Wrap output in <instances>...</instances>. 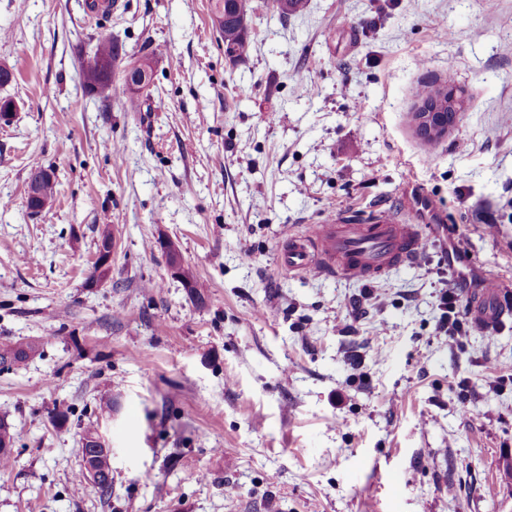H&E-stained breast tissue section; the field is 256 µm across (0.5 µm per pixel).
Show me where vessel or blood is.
Listing matches in <instances>:
<instances>
[{"label": "vessel or blood", "mask_w": 512, "mask_h": 512, "mask_svg": "<svg viewBox=\"0 0 512 512\" xmlns=\"http://www.w3.org/2000/svg\"><path fill=\"white\" fill-rule=\"evenodd\" d=\"M426 246L414 225L398 223L395 217L382 213L359 224H320L292 237L280 254V262L288 271L302 275L330 272L368 281L409 264ZM506 310L496 287L485 289L470 303L473 320L481 326L501 320Z\"/></svg>", "instance_id": "vessel-or-blood-1"}]
</instances>
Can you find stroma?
Listing matches in <instances>:
<instances>
[{
	"label": "stroma",
	"mask_w": 512,
	"mask_h": 512,
	"mask_svg": "<svg viewBox=\"0 0 512 512\" xmlns=\"http://www.w3.org/2000/svg\"><path fill=\"white\" fill-rule=\"evenodd\" d=\"M113 2L0 0V343L41 344L0 372V512H512V315L436 331L447 266L512 300V0L269 4L236 63L209 0ZM103 32L118 66L153 61L138 111L84 86ZM450 73L464 116L431 148L414 90ZM36 164L56 194L34 215ZM378 211L426 238L415 263L281 267L289 237ZM92 422L107 498L75 489Z\"/></svg>",
	"instance_id": "stroma-1"
}]
</instances>
